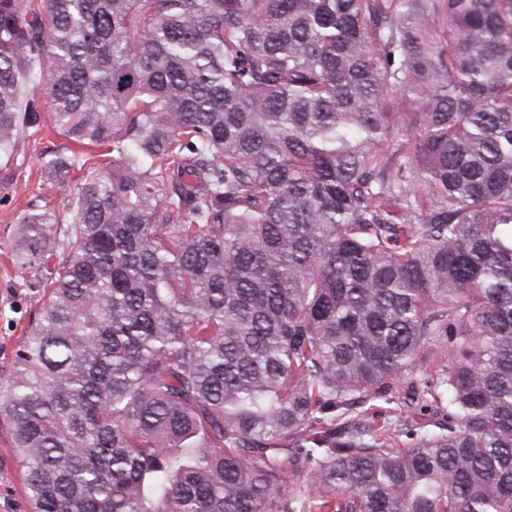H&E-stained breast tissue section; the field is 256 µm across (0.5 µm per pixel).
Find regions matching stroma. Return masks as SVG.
Listing matches in <instances>:
<instances>
[{
  "label": "stroma",
  "mask_w": 512,
  "mask_h": 512,
  "mask_svg": "<svg viewBox=\"0 0 512 512\" xmlns=\"http://www.w3.org/2000/svg\"><path fill=\"white\" fill-rule=\"evenodd\" d=\"M71 142L49 124L26 132L10 162H0V386L6 385L14 367L15 353L29 327L39 317L46 282L35 281L13 259L14 228L27 210L56 214L59 230L71 222L67 207L78 185L71 173L48 183L41 168L44 157L68 153ZM22 480L5 423H0V512H27Z\"/></svg>",
  "instance_id": "stroma-1"
}]
</instances>
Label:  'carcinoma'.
<instances>
[{"instance_id":"carcinoma-1","label":"carcinoma","mask_w":512,"mask_h":512,"mask_svg":"<svg viewBox=\"0 0 512 512\" xmlns=\"http://www.w3.org/2000/svg\"><path fill=\"white\" fill-rule=\"evenodd\" d=\"M44 118L112 161L15 231L29 512H512V0H0ZM403 417H407V427L411 430H418L426 427L433 428V425L442 420L443 412L437 408V402L427 400L425 403H418L410 408L409 412H404Z\"/></svg>"}]
</instances>
